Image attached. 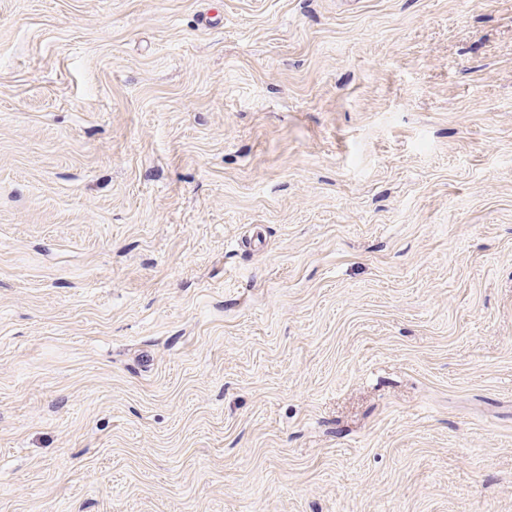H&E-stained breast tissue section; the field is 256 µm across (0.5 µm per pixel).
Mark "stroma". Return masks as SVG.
<instances>
[{
    "label": "stroma",
    "mask_w": 512,
    "mask_h": 512,
    "mask_svg": "<svg viewBox=\"0 0 512 512\" xmlns=\"http://www.w3.org/2000/svg\"><path fill=\"white\" fill-rule=\"evenodd\" d=\"M0 512H512V0H0Z\"/></svg>",
    "instance_id": "35a3bbf8"
}]
</instances>
